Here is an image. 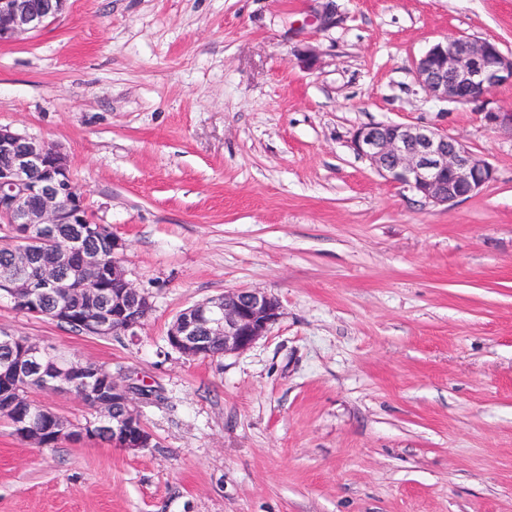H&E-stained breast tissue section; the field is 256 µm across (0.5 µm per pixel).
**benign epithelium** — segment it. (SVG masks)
<instances>
[{"label": "benign epithelium", "instance_id": "7a95c632", "mask_svg": "<svg viewBox=\"0 0 512 512\" xmlns=\"http://www.w3.org/2000/svg\"><path fill=\"white\" fill-rule=\"evenodd\" d=\"M67 0H0V44L14 43L43 30L65 10ZM415 77L430 96L443 101L475 103L493 89L512 85V53L488 39L448 37L434 43L416 62ZM487 123L512 134V109L485 111ZM352 145L386 180L403 185L435 205H448L476 195L494 179L493 167L457 139L427 126L401 123L357 128ZM0 221L11 225L16 241H33L41 224L71 226L69 247L61 257L38 259L20 247L12 264L18 273L0 278V296L33 317L49 315L78 335L138 334L153 310L148 293L130 283L117 261L107 263L85 250L82 225L92 223L85 196L71 175L68 156L45 140L0 126ZM112 280V289L95 284ZM52 299L54 308L45 310ZM280 318V304L256 288L232 289L180 311L167 331L170 346L186 358L210 355L217 343L224 353L252 347ZM43 347L25 344L4 373L42 371ZM89 368L69 359L55 364L53 386H68L82 401L98 398L101 412L89 423L61 427L69 441L80 444L112 437V446L128 451L149 448L154 435L141 419L133 387L108 374H98L92 387L76 391L72 382ZM9 401L0 413L20 433L40 434L35 423L16 418Z\"/></svg>", "mask_w": 512, "mask_h": 512}]
</instances>
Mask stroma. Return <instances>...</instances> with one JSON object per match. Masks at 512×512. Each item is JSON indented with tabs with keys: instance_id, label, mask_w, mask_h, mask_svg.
Returning <instances> with one entry per match:
<instances>
[{
	"instance_id": "35a3bbf8",
	"label": "stroma",
	"mask_w": 512,
	"mask_h": 512,
	"mask_svg": "<svg viewBox=\"0 0 512 512\" xmlns=\"http://www.w3.org/2000/svg\"><path fill=\"white\" fill-rule=\"evenodd\" d=\"M450 36L512 52V0H69L0 45V125L60 146L154 310L26 336L151 389V447L39 448L0 424V512H512V135L430 98ZM428 126L494 168L443 207L357 155L361 126ZM234 288L281 317L191 360L166 332Z\"/></svg>"
}]
</instances>
